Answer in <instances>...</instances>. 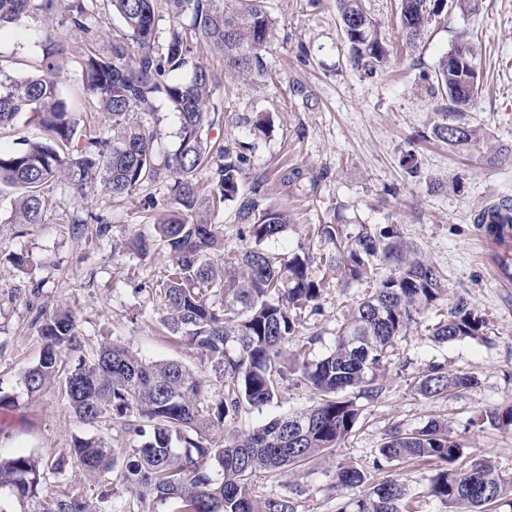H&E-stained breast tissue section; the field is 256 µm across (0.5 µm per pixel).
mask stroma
Instances as JSON below:
<instances>
[{
	"label": "stroma",
	"mask_w": 512,
	"mask_h": 512,
	"mask_svg": "<svg viewBox=\"0 0 512 512\" xmlns=\"http://www.w3.org/2000/svg\"><path fill=\"white\" fill-rule=\"evenodd\" d=\"M364 4L391 46L388 73L368 76L354 67L336 0H263L273 22L263 75L237 77L218 53L200 43L181 76L190 78L196 63L209 67L210 104L223 121L204 129L203 137L223 144L251 142L243 191L262 180L267 203L291 214L288 229L265 242V249L291 251L318 224L340 223L350 235L365 225L394 224L408 245L440 267L450 297L466 298L486 321L481 340L438 344L425 331L436 316L425 313L421 324L395 343L381 395L373 401L358 398L362 413L344 441L287 475L256 474V495L288 497L298 502L299 512H337L354 495L334 486L337 466L347 463L377 480L387 474L398 478L418 502V512H448L427 494L434 463L399 462L380 471L374 462L389 428L410 430L441 418L470 459H490L512 476V431L478 420L483 410L512 405V285L495 279V249L473 222L485 202L512 196V0H478L474 13L449 12L413 49L396 25L398 0ZM87 24L89 34L78 35L32 11L0 29V69L14 78L36 73L37 41L52 29L64 47L57 58L61 93L71 101L79 125L94 126L112 141L121 129L85 100L79 63L88 51L108 53L123 25L111 8L100 6ZM462 31L477 35L483 45V88L473 116L488 137L486 150L451 149L431 137L446 101L428 79ZM262 115L272 117L273 126L267 135L252 138L247 122ZM296 171L302 174L297 182ZM172 182L168 176L145 183L117 201L97 183L79 191L52 181L44 193L54 208L41 224L14 223L15 191L0 189V396L11 400L0 409L1 455L25 453L49 465L68 457L77 437H98L117 448L131 441L110 419L89 424L75 417L61 387L28 394L22 375L40 357L39 329L54 311L70 310L77 319L80 346L68 351L67 367L117 340L151 361L205 368L197 346L170 338L160 324L155 287L167 273V252L145 257L132 245L138 236L152 235L155 219L174 209ZM196 182L201 213L224 230L225 252L243 250L248 242L237 233L233 204H212L214 167L200 170ZM16 256L24 257V266L13 264ZM318 274L325 281L320 312L302 313L300 329L306 335L321 333L329 345L337 323L372 285L340 288L332 270L323 267ZM433 363L452 373L472 372L478 383L441 398L424 397L415 383ZM313 399L310 388L291 383L262 411L243 414L238 424L251 429L303 410ZM74 490L93 501L104 493L115 500L128 496L121 482L92 478L72 466L65 477L49 478L44 494L53 499Z\"/></svg>",
	"instance_id": "35a3bbf8"
}]
</instances>
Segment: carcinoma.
<instances>
[{"mask_svg":"<svg viewBox=\"0 0 512 512\" xmlns=\"http://www.w3.org/2000/svg\"><path fill=\"white\" fill-rule=\"evenodd\" d=\"M91 0H68L62 21L86 33ZM474 0H400L399 27L405 43L416 46L429 26L450 10L469 12ZM123 20L124 37L112 43L111 54L89 53L81 61V90L98 110L122 126L112 142L90 130L76 139L78 125L55 77L54 58L63 48L52 31L44 33L41 74L21 80L0 79V129L22 113L45 130L46 140L29 142L18 151L0 150V185L20 190L12 204L17 224H39L49 204L48 182L63 178L77 189L100 183L114 198L131 194L166 170L175 177L177 210L154 225L155 234L141 236L143 255L165 247L171 258L166 278L155 289L163 305L162 326L205 356L224 382L211 394L203 373L177 361H147L127 347L104 343L89 359L81 358L61 373L63 352L77 347L76 319L68 311L52 314L41 326L43 348L37 363L23 373V384L36 394L61 383L69 408L92 423L109 418L113 425L140 438L114 448L100 438H77L69 462L92 477L115 475L129 499L111 509L71 492L51 502L43 494L48 474L62 475L64 462L44 468L31 455H0V498L16 500L20 512H160L175 500L180 512H298V504L281 497L258 499L253 477L259 472L281 475L328 448H335L356 426L361 409L342 395L348 388L375 400L390 350L417 316L448 296L441 270L413 255L400 240L396 225L363 228L344 234L339 224H319L314 236L301 239L285 254L262 247L278 238L290 223L288 211L264 203L259 191H241L248 162L243 150L215 147L202 138L209 119L212 75L197 65L192 76L175 75L187 64L192 42L202 41L222 52L224 67L244 77L262 71V52L271 20L261 0H238L235 9L213 0H109ZM343 33L352 48L353 65L369 73L387 69L390 51L362 0H336ZM61 0H0V29L35 8L51 16ZM174 19L192 11L190 31H172L165 52L155 51L161 10ZM478 45L459 34L442 58L436 81L448 104L433 136L448 144L482 148V127L471 116L480 86ZM178 112L179 144L167 150L160 134L131 120L137 112L155 111L158 96ZM219 159L214 196L235 203L239 234L254 246L214 260L223 246L217 225L196 217L197 169ZM333 245L321 253V245ZM390 267L378 277V265ZM336 271L338 285L375 280V288L336 326L333 345L313 354L322 340L315 333L300 337L296 321L305 310L315 313L323 291L316 269ZM486 321L464 298L448 303L446 313L428 328L438 343L484 336ZM312 388L318 400L309 409L275 419L252 431L212 433L242 413L271 404L290 379ZM478 378L466 371L450 373L430 366L417 390L427 398L469 388ZM496 429L512 430V406L480 415ZM381 463L438 460L445 464L429 479V495L450 512H484L490 503L512 504V478L491 460L467 463L465 448L437 420L410 431L394 429L379 448ZM336 486L357 488L338 512H415L405 485L387 479L374 483L354 465L336 471Z\"/></svg>","mask_w":512,"mask_h":512,"instance_id":"carcinoma-1","label":"carcinoma"}]
</instances>
